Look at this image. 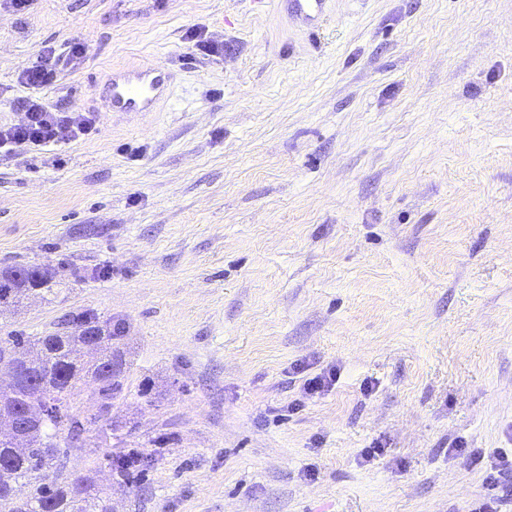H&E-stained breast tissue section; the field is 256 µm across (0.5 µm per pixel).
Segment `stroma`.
<instances>
[{
    "label": "stroma",
    "mask_w": 512,
    "mask_h": 512,
    "mask_svg": "<svg viewBox=\"0 0 512 512\" xmlns=\"http://www.w3.org/2000/svg\"><path fill=\"white\" fill-rule=\"evenodd\" d=\"M49 47L43 98L100 122L0 151V266L55 288L0 329H123L67 474L112 512H475L472 450L512 451V0H330L313 32L276 0H0V125ZM152 59L159 106L106 111ZM143 456L137 452H128L127 454L117 456L110 464L111 471L122 480H129L135 471L143 467ZM140 467V468H141Z\"/></svg>",
    "instance_id": "35a3bbf8"
}]
</instances>
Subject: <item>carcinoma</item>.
<instances>
[{
  "label": "carcinoma",
  "mask_w": 512,
  "mask_h": 512,
  "mask_svg": "<svg viewBox=\"0 0 512 512\" xmlns=\"http://www.w3.org/2000/svg\"><path fill=\"white\" fill-rule=\"evenodd\" d=\"M52 294L47 269L21 263L0 268L1 305ZM121 333L110 319L82 314L73 326L41 336L10 331L0 337V360L18 370L13 390L0 392V418L15 422V432L0 431V512H112L108 500L92 494L84 479L60 481L50 471L64 467L69 449L86 445L84 423L68 410L76 384L86 378L97 382L104 408L112 406L122 369L112 340ZM141 465L143 456L133 451L116 457L110 468L128 480ZM25 486L29 491L23 495Z\"/></svg>",
  "instance_id": "carcinoma-1"
}]
</instances>
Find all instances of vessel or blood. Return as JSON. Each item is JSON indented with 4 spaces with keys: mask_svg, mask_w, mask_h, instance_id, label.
I'll use <instances>...</instances> for the list:
<instances>
[{
    "mask_svg": "<svg viewBox=\"0 0 512 512\" xmlns=\"http://www.w3.org/2000/svg\"><path fill=\"white\" fill-rule=\"evenodd\" d=\"M328 0H278L289 18L307 26H315L325 15ZM170 78L163 61L153 60L140 66L131 76L112 80V108L140 111L151 108L162 98Z\"/></svg>",
    "mask_w": 512,
    "mask_h": 512,
    "instance_id": "1",
    "label": "vessel or blood"
}]
</instances>
